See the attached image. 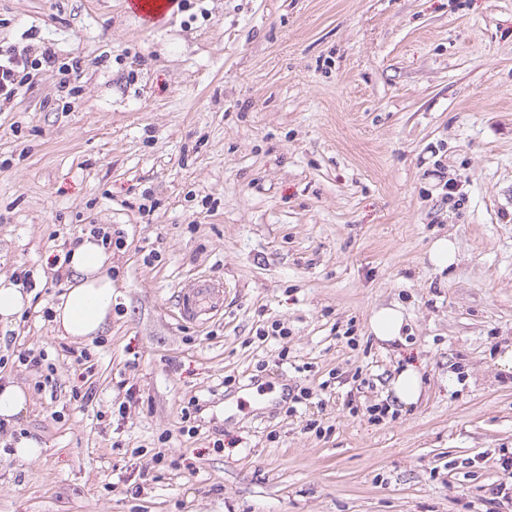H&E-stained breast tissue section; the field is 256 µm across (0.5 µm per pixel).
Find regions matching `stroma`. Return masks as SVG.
Wrapping results in <instances>:
<instances>
[{"mask_svg": "<svg viewBox=\"0 0 512 512\" xmlns=\"http://www.w3.org/2000/svg\"><path fill=\"white\" fill-rule=\"evenodd\" d=\"M0 44L84 69L73 95L40 69L0 112V277L36 282L0 355L11 336L45 351L59 383L0 370L28 395L0 432V512H492L512 452L492 365L512 344V0H190L154 24L125 0H0ZM95 226L124 244L112 319L82 344L45 312L58 258ZM444 236L458 262L438 273ZM201 275L224 305L190 323ZM394 305L406 334L378 342L370 319ZM276 321L288 337L259 340ZM408 362L425 393L403 409L388 388ZM287 388L310 403L288 414ZM24 437L37 459L15 455ZM136 451L176 465L127 469ZM429 257L431 263L442 271L457 261L455 244L447 237L438 238L431 245Z\"/></svg>", "mask_w": 512, "mask_h": 512, "instance_id": "1", "label": "stroma"}]
</instances>
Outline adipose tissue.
Returning a JSON list of instances; mask_svg holds the SVG:
<instances>
[{"mask_svg":"<svg viewBox=\"0 0 512 512\" xmlns=\"http://www.w3.org/2000/svg\"><path fill=\"white\" fill-rule=\"evenodd\" d=\"M110 254L93 237L73 248L69 283L54 308L59 335L78 341L101 334L112 318V279L107 272Z\"/></svg>","mask_w":512,"mask_h":512,"instance_id":"1","label":"adipose tissue"}]
</instances>
